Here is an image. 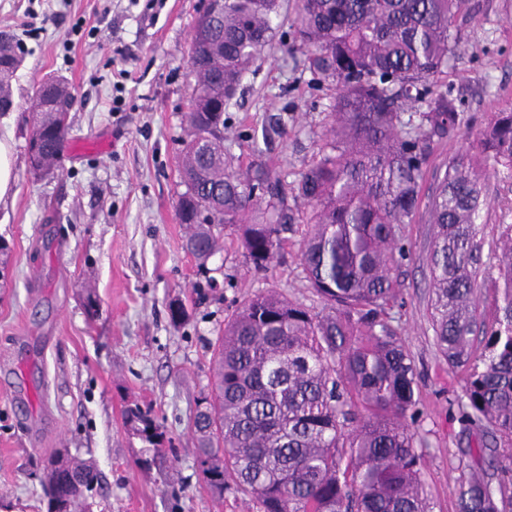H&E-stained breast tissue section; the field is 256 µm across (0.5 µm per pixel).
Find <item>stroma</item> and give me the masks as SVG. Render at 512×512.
Here are the masks:
<instances>
[{
	"mask_svg": "<svg viewBox=\"0 0 512 512\" xmlns=\"http://www.w3.org/2000/svg\"><path fill=\"white\" fill-rule=\"evenodd\" d=\"M205 0H0V33L18 56L14 107L0 112L13 189L0 200V512H46L41 479L62 452L93 462L92 512H256L246 497L216 501L199 475L190 423L209 383L212 345L245 297L275 286L319 306L300 261L306 225L294 224L268 271L251 270L236 237L199 269L176 217L184 187L182 116L194 87L188 63ZM461 49L448 86L462 101L465 138L438 143L423 179L431 195L448 157L469 148L488 116L512 106V0H471L456 23ZM63 77L73 96L58 170L28 160L35 83ZM335 92L280 45L248 71L225 114V145L241 169L265 165L293 182L314 161L333 120ZM476 224L491 238L512 224V179L485 182ZM400 334L419 375L424 479L435 512H455L467 444L448 401L462 392L433 342L425 215L405 225ZM97 295L88 317L83 286ZM188 317L173 324L169 304ZM148 408L165 442L153 458L129 430L130 405Z\"/></svg>",
	"mask_w": 512,
	"mask_h": 512,
	"instance_id": "35a3bbf8",
	"label": "stroma"
}]
</instances>
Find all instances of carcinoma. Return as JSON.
Wrapping results in <instances>:
<instances>
[{
    "label": "carcinoma",
    "mask_w": 512,
    "mask_h": 512,
    "mask_svg": "<svg viewBox=\"0 0 512 512\" xmlns=\"http://www.w3.org/2000/svg\"><path fill=\"white\" fill-rule=\"evenodd\" d=\"M283 3L224 0L195 44L176 211L201 268L227 227L246 264L266 271L298 220L276 209L280 179L234 167L224 113L210 112L214 102L229 107L275 40ZM468 8L469 0H295L286 51L336 89L334 121L291 187L308 226L303 270L322 306L272 287L244 298L224 323L193 430L200 476L217 499L248 496L257 512H434L418 448L417 371L395 325L403 284L394 267L411 255L402 225L423 205L434 147L464 124L446 78L458 51L455 19ZM17 62L0 34V112L13 105ZM69 97L59 79L33 87L30 138L46 166L57 167L68 134V113L53 101ZM476 140V154L448 159L425 204L428 310L438 354L463 378L450 402L468 436L456 512H512V224L497 225L489 241L475 225L483 178L512 177V108L492 113ZM485 247L486 264L477 258ZM486 279L488 307L478 297ZM127 420L153 454L164 453L149 412L131 407ZM62 471L75 481L60 489ZM100 483L90 462L58 459L43 482L47 512L60 499L69 512H89Z\"/></svg>",
    "instance_id": "cac0c4a2"
}]
</instances>
